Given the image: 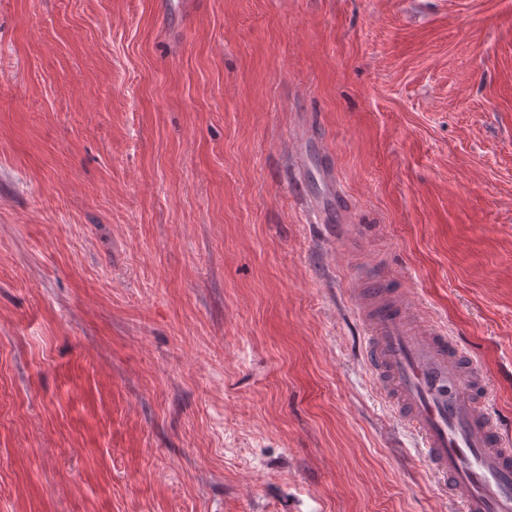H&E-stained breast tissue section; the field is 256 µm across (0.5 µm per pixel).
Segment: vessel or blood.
<instances>
[{
  "mask_svg": "<svg viewBox=\"0 0 512 512\" xmlns=\"http://www.w3.org/2000/svg\"><path fill=\"white\" fill-rule=\"evenodd\" d=\"M324 193L307 207L329 221L326 200L340 198L334 168L320 172ZM372 377L386 402L417 436L420 453L452 512H512V435L460 341L418 317L388 283L359 289L353 302Z\"/></svg>",
  "mask_w": 512,
  "mask_h": 512,
  "instance_id": "1",
  "label": "vessel or blood"
}]
</instances>
